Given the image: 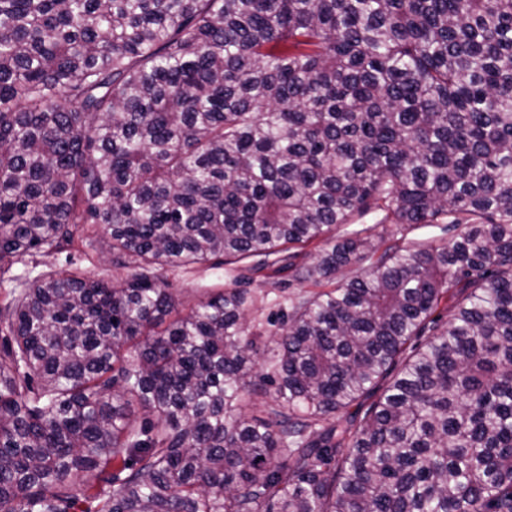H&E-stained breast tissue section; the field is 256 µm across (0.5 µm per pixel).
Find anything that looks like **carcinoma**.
I'll return each instance as SVG.
<instances>
[{"instance_id":"carcinoma-1","label":"carcinoma","mask_w":512,"mask_h":512,"mask_svg":"<svg viewBox=\"0 0 512 512\" xmlns=\"http://www.w3.org/2000/svg\"><path fill=\"white\" fill-rule=\"evenodd\" d=\"M99 238L0 307V512H512V0H0V268ZM288 250L356 270L270 351L153 273ZM447 228L448 224H431L409 231L407 240L434 243L446 242L452 236V232H448ZM96 251L85 256L83 252L76 249H67L62 253L50 257L34 256L26 257L22 263L15 264L7 273L0 274V301L3 300L5 289L13 288L12 278L17 275L30 274L36 276L42 271L60 268H78L87 275L105 281L121 280L130 272L129 269L121 268L112 261V251L106 240L99 239ZM72 264L69 265L68 261Z\"/></svg>"}]
</instances>
